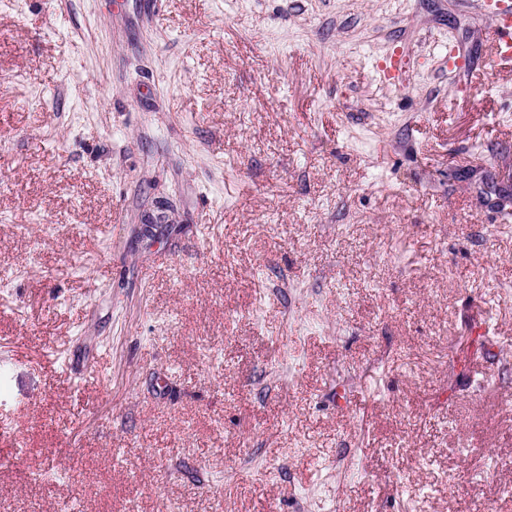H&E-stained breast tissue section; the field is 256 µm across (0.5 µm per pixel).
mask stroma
<instances>
[{
    "label": "stroma",
    "instance_id": "obj_1",
    "mask_svg": "<svg viewBox=\"0 0 512 512\" xmlns=\"http://www.w3.org/2000/svg\"><path fill=\"white\" fill-rule=\"evenodd\" d=\"M476 3L0 0V512H512Z\"/></svg>",
    "mask_w": 512,
    "mask_h": 512
}]
</instances>
